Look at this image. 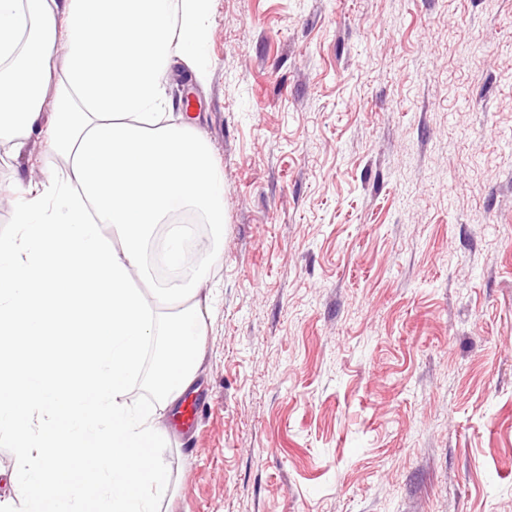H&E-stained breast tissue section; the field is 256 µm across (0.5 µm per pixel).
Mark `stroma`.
I'll return each mask as SVG.
<instances>
[{"label": "stroma", "mask_w": 512, "mask_h": 512, "mask_svg": "<svg viewBox=\"0 0 512 512\" xmlns=\"http://www.w3.org/2000/svg\"><path fill=\"white\" fill-rule=\"evenodd\" d=\"M165 86L224 173L157 512H512V0H212ZM0 143V236L64 178ZM203 412L204 405L199 397H186L175 419L176 427L181 431H194Z\"/></svg>", "instance_id": "35a3bbf8"}]
</instances>
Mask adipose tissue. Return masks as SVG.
Listing matches in <instances>:
<instances>
[{"label":"adipose tissue","mask_w":512,"mask_h":512,"mask_svg":"<svg viewBox=\"0 0 512 512\" xmlns=\"http://www.w3.org/2000/svg\"><path fill=\"white\" fill-rule=\"evenodd\" d=\"M212 0H0V136L21 151L41 133L67 162L66 183L23 190L14 232L0 237V434L17 451L11 476L26 512H155L169 483L154 453L158 420L192 384L203 355L199 287L180 232L163 243L179 283L157 289L165 342L153 405L123 400L153 334L135 280L153 230L200 210L224 233V175L204 140L176 122L165 73L200 57ZM67 43L66 81L41 127L48 56ZM26 51H19L20 42Z\"/></svg>","instance_id":"adipose-tissue-1"}]
</instances>
